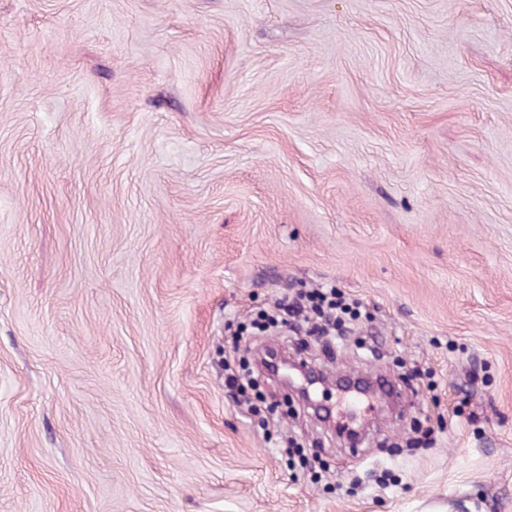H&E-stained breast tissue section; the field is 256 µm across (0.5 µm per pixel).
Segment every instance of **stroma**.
<instances>
[{"instance_id": "stroma-1", "label": "stroma", "mask_w": 512, "mask_h": 512, "mask_svg": "<svg viewBox=\"0 0 512 512\" xmlns=\"http://www.w3.org/2000/svg\"><path fill=\"white\" fill-rule=\"evenodd\" d=\"M318 286L359 445L225 383ZM0 512H512V0H0ZM287 297L276 304V312L269 318L260 332L288 326L295 334L304 331L305 336H316V340L340 341L353 330L361 316L360 304L349 301L337 288L299 289L292 299Z\"/></svg>"}]
</instances>
